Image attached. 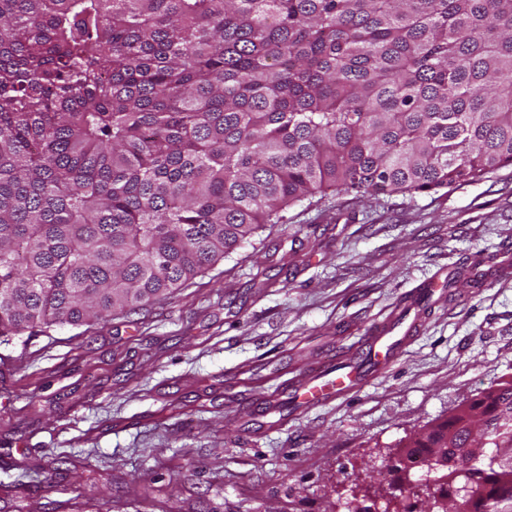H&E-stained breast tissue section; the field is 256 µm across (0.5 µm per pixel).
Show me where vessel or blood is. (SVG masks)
Instances as JSON below:
<instances>
[{
	"instance_id": "1",
	"label": "vessel or blood",
	"mask_w": 512,
	"mask_h": 512,
	"mask_svg": "<svg viewBox=\"0 0 512 512\" xmlns=\"http://www.w3.org/2000/svg\"><path fill=\"white\" fill-rule=\"evenodd\" d=\"M424 328L421 315L406 318L395 313L370 331L367 341L370 349L363 363L346 366L332 359H322L310 366L296 384L303 408L340 398L380 374L399 349L419 336Z\"/></svg>"
}]
</instances>
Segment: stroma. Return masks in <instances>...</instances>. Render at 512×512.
<instances>
[{
  "label": "stroma",
  "instance_id": "1",
  "mask_svg": "<svg viewBox=\"0 0 512 512\" xmlns=\"http://www.w3.org/2000/svg\"><path fill=\"white\" fill-rule=\"evenodd\" d=\"M512 166L453 189L301 202L161 304L0 345V512H423L386 473L512 377ZM430 283L423 332L342 398L322 358ZM277 396L278 413L266 411Z\"/></svg>",
  "mask_w": 512,
  "mask_h": 512
}]
</instances>
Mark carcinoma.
I'll return each mask as SVG.
<instances>
[{"label":"carcinoma","instance_id":"obj_1","mask_svg":"<svg viewBox=\"0 0 512 512\" xmlns=\"http://www.w3.org/2000/svg\"><path fill=\"white\" fill-rule=\"evenodd\" d=\"M508 166L512 0H0V338L168 299L318 195ZM417 451L512 512V379Z\"/></svg>","mask_w":512,"mask_h":512}]
</instances>
